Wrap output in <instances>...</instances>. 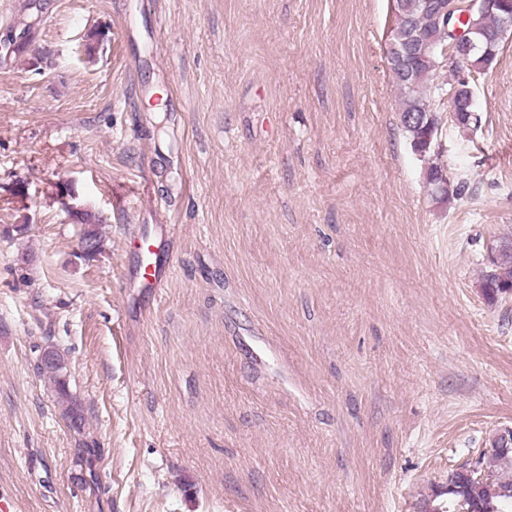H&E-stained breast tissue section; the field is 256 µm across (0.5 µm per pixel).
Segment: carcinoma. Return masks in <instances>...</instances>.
Instances as JSON below:
<instances>
[{
  "label": "carcinoma",
  "instance_id": "carcinoma-1",
  "mask_svg": "<svg viewBox=\"0 0 512 512\" xmlns=\"http://www.w3.org/2000/svg\"><path fill=\"white\" fill-rule=\"evenodd\" d=\"M426 0H394L397 23L392 29L391 41L399 44L417 37L408 63L399 65L389 60L390 69L402 94L400 121L409 134L411 144L424 148L434 141L439 128L437 105L433 101L432 82L437 71L446 67L444 56L453 51L455 18L441 17L425 7ZM470 0H459L463 12L469 9ZM471 10V9H469ZM471 23L489 38L500 25L499 14L471 10ZM448 68V67H446ZM448 71L457 76L456 69ZM455 121L464 130H476L481 125V115L476 104L466 103L456 113ZM427 180L432 190V199L446 203L460 195L461 187L446 184L445 175L438 166L428 169ZM512 291V245L505 242L498 249V257L491 270L484 275L483 292L486 299L494 302ZM39 374L45 376L54 393L61 416L77 434H82L84 410L81 401L69 389L68 368L62 365L37 366ZM486 477L470 478L457 470L448 475L442 494L448 503H464L468 512H512V479H503L492 470Z\"/></svg>",
  "mask_w": 512,
  "mask_h": 512
}]
</instances>
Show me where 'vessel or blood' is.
<instances>
[{"label":"vessel or blood","mask_w":512,"mask_h":512,"mask_svg":"<svg viewBox=\"0 0 512 512\" xmlns=\"http://www.w3.org/2000/svg\"><path fill=\"white\" fill-rule=\"evenodd\" d=\"M134 237L133 285L149 295H159L171 277L170 256L175 243V227L171 224H144L139 226Z\"/></svg>","instance_id":"b4317fda"}]
</instances>
